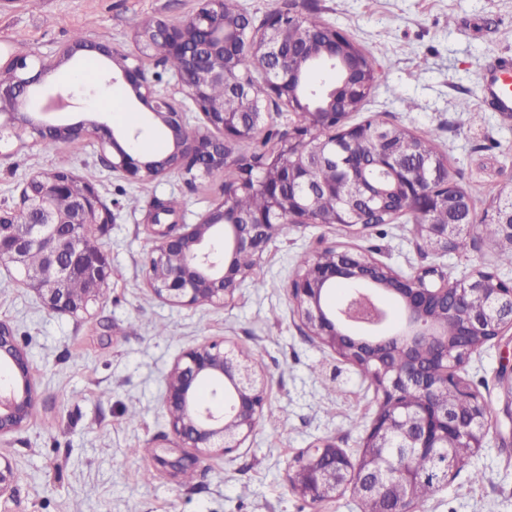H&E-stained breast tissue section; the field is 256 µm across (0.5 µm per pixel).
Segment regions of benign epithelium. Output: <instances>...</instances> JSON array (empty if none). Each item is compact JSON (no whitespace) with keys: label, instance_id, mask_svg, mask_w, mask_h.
I'll return each instance as SVG.
<instances>
[{"label":"benign epithelium","instance_id":"7a95c632","mask_svg":"<svg viewBox=\"0 0 512 512\" xmlns=\"http://www.w3.org/2000/svg\"><path fill=\"white\" fill-rule=\"evenodd\" d=\"M220 0H199L195 13L184 23L157 20L149 31H137V53H120L112 47L86 39L68 44L52 62L29 55L10 56L0 62V132L19 127L39 141L70 143L87 137L96 139L112 171L130 181H144L172 171L192 178H208L224 170L226 139H256L265 135L261 126V97L288 99L296 120L288 132L278 136V150L238 162L237 190L257 189L267 199L266 209L240 213L224 194L222 202L197 224H154L157 244L146 260L149 287L159 298L191 306L201 298L223 304L234 298L254 270L240 267L237 257L249 254L260 260L269 243L277 237L282 223L308 224L306 215L323 192L339 197L335 218L322 224L360 233L370 225L367 214L380 200L370 191V180L357 164L359 142L370 134L381 143L378 164L383 176H398L395 192L403 202L424 205L429 210L445 208L448 215L471 213L468 196L454 191L448 175L430 165L432 179L418 183L398 151L390 146L389 126L374 119L366 124L346 122L348 102L330 97L324 107H313L310 96L298 91L297 82L308 61L322 58L353 59L347 76L361 86L374 82V73L362 53L336 28L307 30L300 16L274 11L260 30L252 28L245 13L227 20L219 9ZM254 40L255 70L264 76L261 91L246 80L231 76V64L243 35ZM85 52L109 62L106 77L120 83L127 94L148 110L152 121L163 128L171 150L164 156L142 154L132 142L138 132L118 131L100 117L65 120L57 113L76 106L86 94L83 87H61L41 108L43 118L30 113V102L44 78ZM156 53L179 54L182 70L173 73L175 83L163 84L162 75H148L142 58ZM224 84L229 93L246 101L249 111H227L224 101L209 98L213 85ZM192 101L205 119L202 129L187 126L184 112L176 105L174 93ZM294 158L282 168L278 152ZM336 164L341 179L332 184L316 180V171ZM507 204L497 207L495 222L502 235L512 240V187L502 191ZM69 202L58 211L55 199ZM112 211L96 186L70 170L39 171L27 177L19 193V206L0 207V260L20 263L27 253L40 247L45 273L34 290L44 306L54 313L88 312L97 296L69 295L64 283L82 276L92 285H104L112 274L107 254L85 245L92 226L112 223ZM458 224H423L414 230L420 248L447 253L460 248ZM310 268L296 273L288 294L307 333L329 346L345 362L361 367L379 396V407L364 438L367 448L361 473L363 493L380 502L388 473L384 467L391 448L435 451L464 437L474 448L484 447L489 419L484 402L469 394L467 410L434 400L439 383L448 379V369L463 366L482 345L512 329V280L493 272H476L448 280L437 266L422 267L403 275L387 264L356 250L327 247L308 259ZM338 283H359L364 288L337 307L325 304L327 292ZM389 295L402 307L405 323L400 332H384L388 314L381 296ZM479 300L484 310L471 307ZM450 317L456 326L450 338L431 322L434 315ZM407 353L406 363L391 359L392 349ZM0 364L10 369L0 380V434L26 424L24 414L35 402L31 369L15 336L0 326ZM503 413L512 423V365L500 373ZM209 386V400L200 398ZM268 378L256 361L225 341L205 340L185 351L169 373L164 407L172 432L182 448L208 455H225L239 448L255 430L267 400ZM336 444L324 440L299 457L289 482L305 487L316 501L334 498L350 483L354 473L346 460L336 457ZM18 477L13 463L0 457V496L12 489Z\"/></svg>","mask_w":512,"mask_h":512}]
</instances>
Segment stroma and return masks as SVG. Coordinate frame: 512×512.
Masks as SVG:
<instances>
[{
	"label": "stroma",
	"instance_id": "stroma-1",
	"mask_svg": "<svg viewBox=\"0 0 512 512\" xmlns=\"http://www.w3.org/2000/svg\"><path fill=\"white\" fill-rule=\"evenodd\" d=\"M242 12L262 23L277 9L316 15L343 32L375 62L379 78L348 124L382 119L433 132L447 160L448 178L483 217L512 185V123L480 102L477 72L493 56L512 54V0H239ZM197 0H0V54L55 58L75 31L120 51L136 50L139 20H187ZM54 84L85 86L89 94L70 112L136 118L138 147L162 148L147 109L122 87L106 86L98 66L75 57ZM469 111H461L460 102ZM66 163L95 184L112 209L111 224L95 229L112 275L90 313L49 312L29 287L8 282L0 262V324L12 327L35 379L36 414L0 436V455L19 477L0 497V512H360L349 492L315 502L295 495L288 473L317 440H334L357 460L377 410L370 378L308 336L288 296L299 264L317 249L356 248L409 274L436 265L449 279L474 270L512 278L498 254L511 245L467 236L458 251L420 253L402 220L361 233L322 224L293 227L273 239L257 274L223 305L179 306L154 295L145 260L155 245L153 204L175 197L181 224H195L238 178L235 162L212 178L188 181L174 172L139 183L126 181L104 162L97 142L47 145L29 135L0 132V205L16 204L33 172ZM167 327L166 334L155 331ZM224 340L254 357L269 387L256 431L224 456H198L194 479L171 468L181 458L163 406L167 377L184 351L203 340ZM512 361V336L486 344L460 369L472 391L493 409L492 428L455 479L435 492L424 512H512V423L503 416L498 372ZM136 407L137 421L124 410ZM166 465H159L157 456ZM482 469L483 483L469 480ZM152 479H145V472Z\"/></svg>",
	"mask_w": 512,
	"mask_h": 512
}]
</instances>
